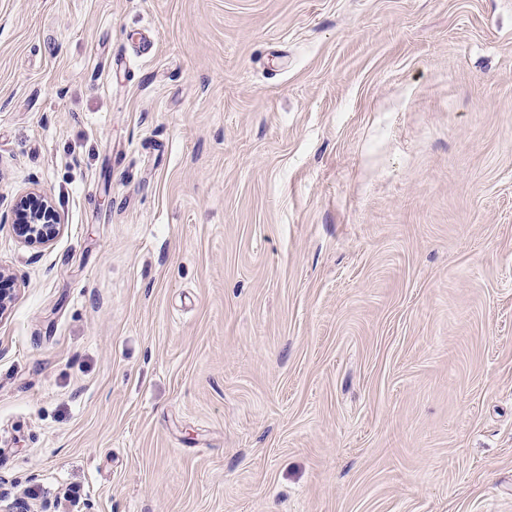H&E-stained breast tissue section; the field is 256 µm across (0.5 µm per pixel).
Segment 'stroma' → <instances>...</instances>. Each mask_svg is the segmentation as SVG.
Returning <instances> with one entry per match:
<instances>
[{
	"mask_svg": "<svg viewBox=\"0 0 512 512\" xmlns=\"http://www.w3.org/2000/svg\"><path fill=\"white\" fill-rule=\"evenodd\" d=\"M0 270L4 510L512 512V0H0ZM13 223L18 236L30 246L48 243L58 234L61 224L52 201L39 190L18 197Z\"/></svg>",
	"mask_w": 512,
	"mask_h": 512,
	"instance_id": "35a3bbf8",
	"label": "stroma"
}]
</instances>
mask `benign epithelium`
<instances>
[{"label": "benign epithelium", "instance_id": "1", "mask_svg": "<svg viewBox=\"0 0 512 512\" xmlns=\"http://www.w3.org/2000/svg\"><path fill=\"white\" fill-rule=\"evenodd\" d=\"M14 228L24 243L43 245L58 234L60 216L47 194L33 190L18 197L14 209Z\"/></svg>", "mask_w": 512, "mask_h": 512}]
</instances>
